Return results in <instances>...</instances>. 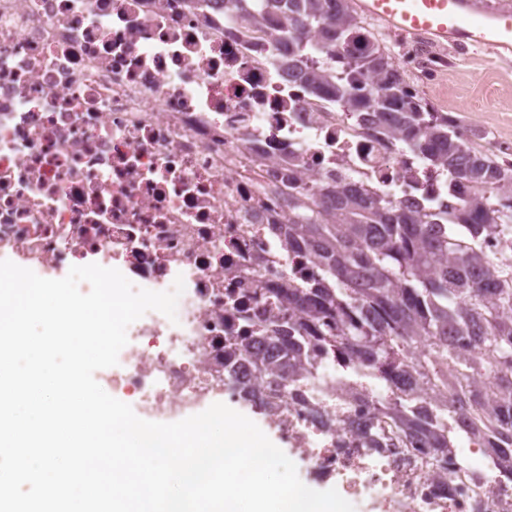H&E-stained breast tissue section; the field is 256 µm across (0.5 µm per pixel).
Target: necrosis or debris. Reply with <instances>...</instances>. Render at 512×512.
Listing matches in <instances>:
<instances>
[{
  "label": "necrosis or debris",
  "mask_w": 512,
  "mask_h": 512,
  "mask_svg": "<svg viewBox=\"0 0 512 512\" xmlns=\"http://www.w3.org/2000/svg\"><path fill=\"white\" fill-rule=\"evenodd\" d=\"M267 48L224 0H0V258L59 278L96 263L157 292L183 279L176 320L132 323L100 382L138 417L246 401L306 475L378 490L385 512H503L511 485L463 474L477 447H367L373 406L335 362L268 387L261 339L293 323L272 291L315 272L288 250L289 195L348 184L440 224L462 197Z\"/></svg>",
  "instance_id": "necrosis-or-debris-1"
}]
</instances>
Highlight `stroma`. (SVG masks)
Instances as JSON below:
<instances>
[{"label":"stroma","mask_w":512,"mask_h":512,"mask_svg":"<svg viewBox=\"0 0 512 512\" xmlns=\"http://www.w3.org/2000/svg\"><path fill=\"white\" fill-rule=\"evenodd\" d=\"M447 64L428 80L402 70L404 80L438 111L476 130L512 140V55L499 57L471 45H429Z\"/></svg>","instance_id":"1"}]
</instances>
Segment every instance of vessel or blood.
<instances>
[{
    "mask_svg": "<svg viewBox=\"0 0 512 512\" xmlns=\"http://www.w3.org/2000/svg\"><path fill=\"white\" fill-rule=\"evenodd\" d=\"M360 13L388 29L445 45L512 53V12L486 13L475 0H355Z\"/></svg>",
    "mask_w": 512,
    "mask_h": 512,
    "instance_id": "1",
    "label": "vessel or blood"
}]
</instances>
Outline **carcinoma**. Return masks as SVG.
Instances as JSON below:
<instances>
[{"instance_id":"carcinoma-1","label":"carcinoma","mask_w":512,"mask_h":512,"mask_svg":"<svg viewBox=\"0 0 512 512\" xmlns=\"http://www.w3.org/2000/svg\"><path fill=\"white\" fill-rule=\"evenodd\" d=\"M234 2L248 23L273 27L271 55L305 69L307 94L367 113L371 129L422 156L448 189H472L444 226L351 188L295 196L288 249L307 251L320 274L277 289L298 315L297 335L272 339L281 358L269 376L334 354L336 366L393 385L375 407L392 433L444 456L466 436L498 481L512 483V252L494 261L480 252L491 233L512 240V161L463 141L458 120L410 89L352 0ZM326 317L340 332L303 354L300 339L316 338ZM461 415L469 430L456 432Z\"/></svg>"}]
</instances>
